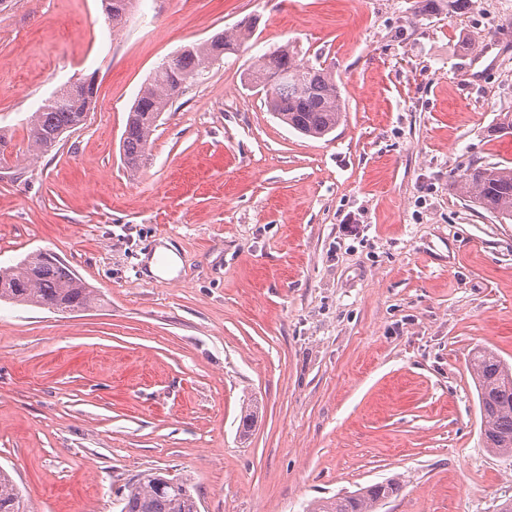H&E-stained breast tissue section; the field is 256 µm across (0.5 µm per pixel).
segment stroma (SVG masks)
I'll list each match as a JSON object with an SVG mask.
<instances>
[{"label": "stroma", "mask_w": 512, "mask_h": 512, "mask_svg": "<svg viewBox=\"0 0 512 512\" xmlns=\"http://www.w3.org/2000/svg\"><path fill=\"white\" fill-rule=\"evenodd\" d=\"M0 0V268L46 250L97 288L80 314L0 303V468L34 512H119L148 469L200 512H303L399 478L380 512H498L512 456L484 446L468 359L512 363V223L454 184L512 166V0ZM258 27L163 112L139 170L129 112L184 46ZM290 45L330 68L322 139L246 81ZM95 76L84 125L26 167V120ZM176 256L151 274L157 247ZM257 401L248 438L243 403ZM415 5L420 15L432 16L444 13L452 17L469 10L472 2L471 0H416Z\"/></svg>", "instance_id": "obj_1"}]
</instances>
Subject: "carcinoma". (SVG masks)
Returning <instances> with one entry per match:
<instances>
[{
	"label": "carcinoma",
	"mask_w": 512,
	"mask_h": 512,
	"mask_svg": "<svg viewBox=\"0 0 512 512\" xmlns=\"http://www.w3.org/2000/svg\"><path fill=\"white\" fill-rule=\"evenodd\" d=\"M107 19L122 22L133 0H102ZM417 13L426 16L464 13L471 0H415ZM256 20L241 21L236 33H221L185 47L157 67L130 112L123 134L122 160L136 170L151 147V136L161 114L186 90L194 76L227 53L237 51L252 35ZM248 81L265 93L269 111L299 133L322 138L336 129L343 117L340 88L332 71L296 61L286 46L259 56ZM92 79L61 88L47 98L27 122L29 165L34 166L58 146L65 133L83 124L95 97ZM463 197L498 221H512V168L475 167L457 183ZM48 307L62 313L88 311L99 298L64 262L38 252L0 272V302ZM472 368L486 447L512 456V365L495 351L477 348ZM159 471L148 470L131 482L121 499L120 512H200L193 484L179 477L163 487ZM394 479L338 497L317 500L307 512H378L386 501L399 496ZM0 512H31L13 478L0 470Z\"/></svg>",
	"instance_id": "carcinoma-1"
}]
</instances>
